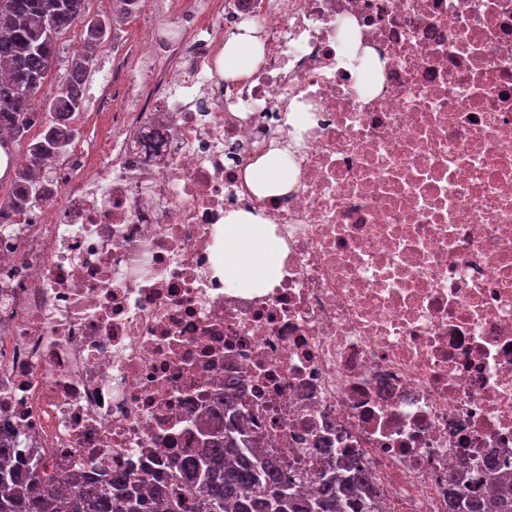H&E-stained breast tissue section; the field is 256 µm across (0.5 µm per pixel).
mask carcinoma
<instances>
[{
    "label": "carcinoma",
    "instance_id": "carcinoma-1",
    "mask_svg": "<svg viewBox=\"0 0 512 512\" xmlns=\"http://www.w3.org/2000/svg\"><path fill=\"white\" fill-rule=\"evenodd\" d=\"M84 31V52L71 63L59 94L37 102L59 54V41L74 24ZM113 32L112 20L92 16L86 0H0V128L11 143L25 145L39 165L74 145L78 129L72 114L84 108V89L95 51ZM38 134L30 135L32 129ZM239 382L224 381V404L215 415L223 426H199L204 444L189 446L166 461L167 474L145 493L134 478L109 482L85 473L49 475L22 463L0 466V512H361L362 468L344 474L292 468L288 462L253 453L265 437L245 427ZM494 461L484 478L465 481L456 471L457 489L448 512H512V480L499 475ZM314 479L316 495L302 486Z\"/></svg>",
    "mask_w": 512,
    "mask_h": 512
}]
</instances>
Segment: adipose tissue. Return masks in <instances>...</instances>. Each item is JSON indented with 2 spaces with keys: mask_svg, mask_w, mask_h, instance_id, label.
I'll list each match as a JSON object with an SVG mask.
<instances>
[{
  "mask_svg": "<svg viewBox=\"0 0 512 512\" xmlns=\"http://www.w3.org/2000/svg\"><path fill=\"white\" fill-rule=\"evenodd\" d=\"M262 50L252 27L224 47V74L237 78L254 70ZM228 288L272 287L281 275V255L271 224L244 211L224 216V248L219 265Z\"/></svg>",
  "mask_w": 512,
  "mask_h": 512,
  "instance_id": "adipose-tissue-1",
  "label": "adipose tissue"
}]
</instances>
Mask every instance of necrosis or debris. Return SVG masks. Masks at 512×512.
<instances>
[{"label":"necrosis or debris","instance_id":"obj_1","mask_svg":"<svg viewBox=\"0 0 512 512\" xmlns=\"http://www.w3.org/2000/svg\"><path fill=\"white\" fill-rule=\"evenodd\" d=\"M210 2L143 23L101 169L71 149L0 214V433L147 491L234 376L264 455L448 512L460 462L512 464V0ZM246 24L262 61L225 77ZM280 139L294 183L256 195ZM235 209L287 247L260 293L216 274ZM248 181L253 191L259 195L278 194L288 191L291 181L288 175L274 174L266 157L261 158L248 173Z\"/></svg>","mask_w":512,"mask_h":512}]
</instances>
